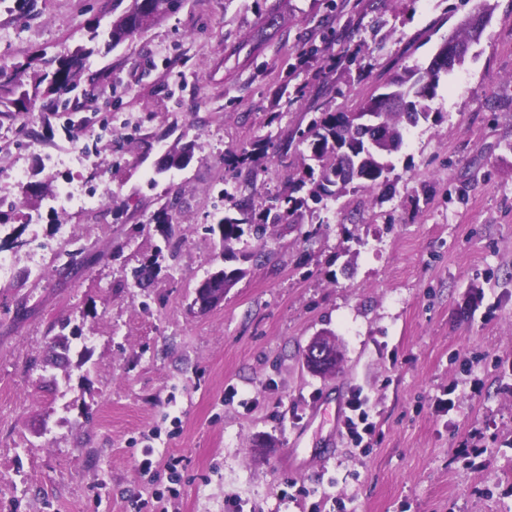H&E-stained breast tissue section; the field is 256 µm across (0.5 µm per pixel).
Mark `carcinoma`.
Segmentation results:
<instances>
[{
  "mask_svg": "<svg viewBox=\"0 0 512 512\" xmlns=\"http://www.w3.org/2000/svg\"><path fill=\"white\" fill-rule=\"evenodd\" d=\"M167 2L130 0L124 13L110 25L108 36L112 45L125 42L166 17L168 12L164 7ZM491 12L490 0H479L474 11L447 41L468 43L479 40L482 29L476 22L490 17ZM92 54V49L78 46L58 55L51 61L52 71L34 78L28 89L21 72L9 73L0 68V94L13 96L12 104L18 113L31 112L38 102L42 108L56 111L59 96L73 84ZM466 57L467 53H460L445 71L434 68L431 59L395 73L385 84V89L394 97L408 99L410 107L407 109L383 103L371 120L365 119L363 107L357 112L325 110L314 116L306 128L296 129L288 143L305 147L307 153L302 155V175L291 181L288 193L265 198L256 192L253 182L248 179L243 183L235 181L232 190H224V215L206 227L208 233L218 237L224 257L241 262L237 267L221 270L224 289L233 287L248 273L244 263L250 261L251 255H238L234 251V244L241 241L245 232L262 239L271 227L302 223L303 210L310 202L336 201L349 191L371 195L384 185L386 174L393 170V155L404 145L410 129L422 122L437 124L442 121L443 116L431 110L429 101L436 96L441 80L454 72V66L463 65ZM45 81L48 86L42 91L40 86ZM193 154L194 144L178 142L167 151L159 171L184 169ZM259 160L260 157L245 150L227 158L229 166L238 175L244 167L248 173H255L260 166ZM39 185L40 190L36 193L22 192L15 208L36 207L50 193L45 182L41 181ZM175 207V201H168L153 215L151 222L162 231H168Z\"/></svg>",
  "mask_w": 512,
  "mask_h": 512,
  "instance_id": "cac0c4a2",
  "label": "carcinoma"
}]
</instances>
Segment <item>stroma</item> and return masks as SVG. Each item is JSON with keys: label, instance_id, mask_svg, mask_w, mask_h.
Segmentation results:
<instances>
[{"label": "stroma", "instance_id": "obj_1", "mask_svg": "<svg viewBox=\"0 0 512 512\" xmlns=\"http://www.w3.org/2000/svg\"><path fill=\"white\" fill-rule=\"evenodd\" d=\"M492 2L430 102L442 122L411 129L387 186L243 237L248 275L202 312L195 289L224 264L207 227L225 155L354 111L427 62L471 0H184L117 46L107 30L129 0H0L6 69L40 76L94 48L67 108L28 120L0 105V198L20 195V171L112 190L101 215L47 198L35 223L0 220L14 259L0 279V512H512V0ZM285 85L297 102L279 98ZM33 132L44 153L25 150ZM179 140L193 161L159 172ZM299 168L294 148L263 161L258 190L284 192ZM175 197L164 235L149 220ZM65 251L76 277L57 273ZM151 259L138 287L131 271ZM61 320L83 334L64 370L46 363ZM326 332L340 362L322 375L304 350ZM358 389L367 448L336 423Z\"/></svg>", "mask_w": 512, "mask_h": 512}]
</instances>
